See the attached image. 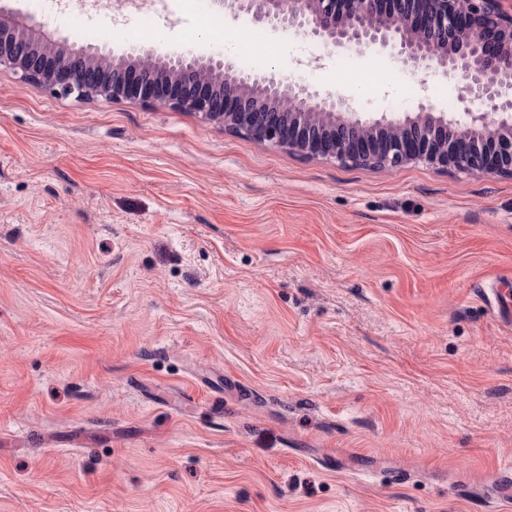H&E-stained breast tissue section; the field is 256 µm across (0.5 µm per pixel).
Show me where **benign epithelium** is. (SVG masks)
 Listing matches in <instances>:
<instances>
[{
  "label": "benign epithelium",
  "instance_id": "obj_1",
  "mask_svg": "<svg viewBox=\"0 0 512 512\" xmlns=\"http://www.w3.org/2000/svg\"><path fill=\"white\" fill-rule=\"evenodd\" d=\"M270 28L291 27L336 50L380 44L425 69L465 81L481 109L456 119L422 106L402 117L364 119L341 96L314 99L275 76L240 77L222 59L161 57L148 67L64 42L39 44L0 7V70L23 88L64 97L134 99L194 112L248 140L344 166L438 170L512 177V0H232Z\"/></svg>",
  "mask_w": 512,
  "mask_h": 512
}]
</instances>
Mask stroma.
<instances>
[{
	"label": "stroma",
	"mask_w": 512,
	"mask_h": 512,
	"mask_svg": "<svg viewBox=\"0 0 512 512\" xmlns=\"http://www.w3.org/2000/svg\"><path fill=\"white\" fill-rule=\"evenodd\" d=\"M36 37L121 58L190 52L192 0L156 44L125 15ZM240 17L223 58L458 116L436 75L339 79ZM512 178L340 166L163 105L21 88L0 70V512H486L463 480L512 461Z\"/></svg>",
	"instance_id": "35a3bbf8"
}]
</instances>
